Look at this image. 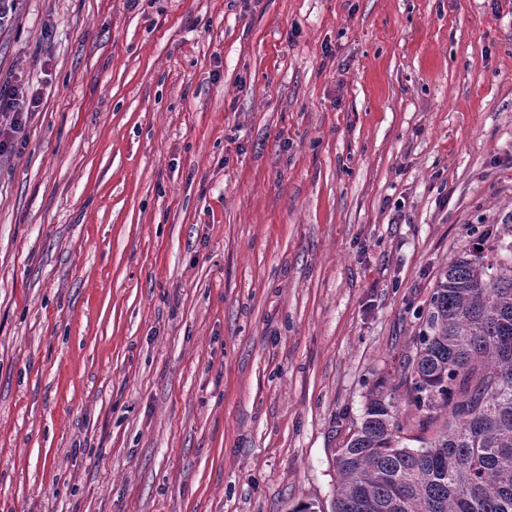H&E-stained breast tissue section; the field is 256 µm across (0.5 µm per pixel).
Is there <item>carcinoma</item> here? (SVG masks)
I'll list each match as a JSON object with an SVG mask.
<instances>
[{
	"label": "carcinoma",
	"instance_id": "obj_1",
	"mask_svg": "<svg viewBox=\"0 0 512 512\" xmlns=\"http://www.w3.org/2000/svg\"><path fill=\"white\" fill-rule=\"evenodd\" d=\"M492 238L481 226L441 273L399 376L422 425L448 419L411 448L393 390L370 388L336 453L333 512H512V242Z\"/></svg>",
	"mask_w": 512,
	"mask_h": 512
}]
</instances>
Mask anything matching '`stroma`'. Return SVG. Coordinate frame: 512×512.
Segmentation results:
<instances>
[{
  "instance_id": "1",
  "label": "stroma",
  "mask_w": 512,
  "mask_h": 512,
  "mask_svg": "<svg viewBox=\"0 0 512 512\" xmlns=\"http://www.w3.org/2000/svg\"><path fill=\"white\" fill-rule=\"evenodd\" d=\"M0 512H332L367 383L512 225V0H14ZM39 106V96L29 87L0 88V156L12 152L29 117Z\"/></svg>"
}]
</instances>
